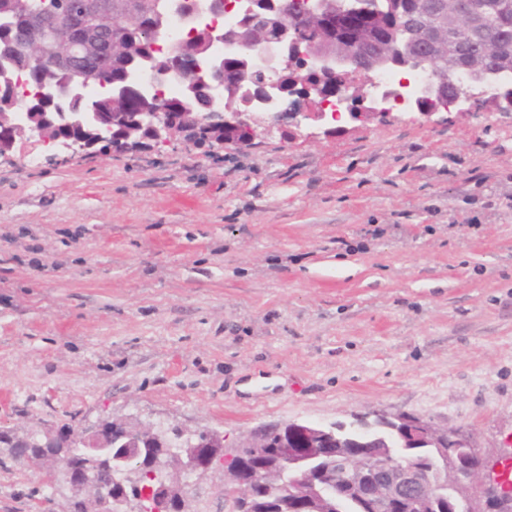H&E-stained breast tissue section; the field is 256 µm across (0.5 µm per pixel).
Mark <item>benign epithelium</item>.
<instances>
[{
  "label": "benign epithelium",
  "instance_id": "benign-epithelium-1",
  "mask_svg": "<svg viewBox=\"0 0 512 512\" xmlns=\"http://www.w3.org/2000/svg\"><path fill=\"white\" fill-rule=\"evenodd\" d=\"M445 11L452 9L455 21L450 35L472 39L486 35L478 3L454 0L452 4H438ZM152 0H83L79 13L70 10L69 0H16V11L23 24L20 34L10 44L11 53L39 65L43 72H54L57 77L29 89V81L20 75L0 71V80L8 82L20 94L0 102V127L5 138L0 140V157L12 155L17 142L33 136L48 145L74 146L81 150L103 149L120 144L127 149L143 148L147 144L167 143L175 138L193 142L200 126L209 129L206 142L226 149L243 150L252 144L257 129H270L284 122H295L303 117L320 123L321 134L336 133L333 122L337 113L328 114L318 108L317 100L336 94L344 103L352 100L351 90L357 86V77L366 80L394 64L411 72L423 61L413 52L415 44L428 40L439 45L437 34L426 30L420 14L396 13L394 0L374 2L364 7L366 27L377 25L386 14H395L403 32L401 43L390 42L371 52L366 49L365 34L354 39L344 37L340 29L345 24L346 0H314L308 10L296 11L293 0H246L244 18L237 25L217 31L205 29L208 44L222 41L240 51L239 74L228 82L224 78V58L213 57L209 62L207 85V112L194 110L191 95L200 74L203 53H184L186 38H171L168 24L154 28L151 38L141 42L132 75L146 78L149 89L140 91L142 101L150 105L147 112H101L99 103L117 106L124 100V86L112 80L104 71L89 72L81 67L82 59L98 54L100 36L115 21L127 25L138 21L141 14L151 11ZM259 22L277 34L275 43H260L254 53L247 50L242 31ZM302 26L317 32L316 41L303 45L295 31ZM165 40L167 56L176 59L177 66L165 65L155 56V44ZM512 70L499 67L493 55L485 52L467 67L466 81L449 85L437 75L424 83L414 99L417 109L428 106L423 117H431L440 110L456 106L461 111L472 108L477 88L488 100L503 110L512 111ZM176 77L185 91L182 112H167L159 87ZM397 93L388 91L378 99L360 97V108L349 113L353 120L381 118L403 120L405 113L394 111ZM307 112H297L301 106ZM411 121L415 117L407 118ZM81 137L76 138L72 132ZM155 424L131 425L107 420L91 429L72 430L70 439L80 441L89 450L105 445L104 436L118 431L132 442L153 436ZM403 448H437L448 446V431L428 427L411 418L400 417L394 424ZM459 449L448 460V475L462 480L468 488L456 508L463 512H500V498L512 493V480L507 468L512 455L504 453L492 465L472 466L469 458L473 449L459 433L453 435ZM338 438L331 430L319 424H295L289 435L279 439L278 462L298 464L301 454L319 455L336 446ZM224 443L213 444L201 454L193 448L178 454V462L160 464L165 481L158 487L144 486L139 496H115L112 484L105 480L88 481L71 475L69 487L72 496L86 499L91 496L93 512H126L125 507L136 502L137 512H144L143 502L163 503V512H185L184 488L190 476L209 468L222 455ZM427 489L423 475L411 465L396 468L378 484L366 485V495L385 504L400 499L403 494ZM250 484L230 479L225 495L237 500L249 498Z\"/></svg>",
  "mask_w": 512,
  "mask_h": 512
}]
</instances>
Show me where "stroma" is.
I'll list each match as a JSON object with an SVG mask.
<instances>
[{"mask_svg":"<svg viewBox=\"0 0 512 512\" xmlns=\"http://www.w3.org/2000/svg\"><path fill=\"white\" fill-rule=\"evenodd\" d=\"M0 158V427L217 431L415 417L512 438V112L344 121L248 149ZM67 483L0 446V512ZM188 512H232L224 467Z\"/></svg>","mask_w":512,"mask_h":512,"instance_id":"obj_1","label":"stroma"}]
</instances>
